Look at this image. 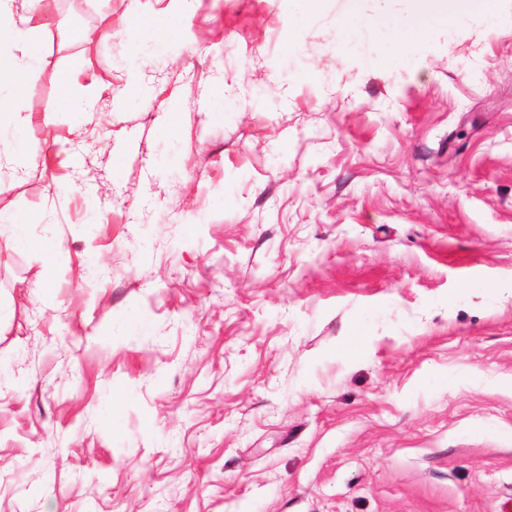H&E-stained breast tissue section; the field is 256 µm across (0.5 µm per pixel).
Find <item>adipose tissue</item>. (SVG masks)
Returning a JSON list of instances; mask_svg holds the SVG:
<instances>
[{
    "instance_id": "ef3b65f1",
    "label": "adipose tissue",
    "mask_w": 512,
    "mask_h": 512,
    "mask_svg": "<svg viewBox=\"0 0 512 512\" xmlns=\"http://www.w3.org/2000/svg\"><path fill=\"white\" fill-rule=\"evenodd\" d=\"M409 23L405 32H390L396 41L424 38L430 20L454 23L466 17L492 14L496 0H407ZM392 0H346L336 24V36L353 38L360 23L383 28ZM48 7V0H0V83L22 89L29 69L36 64L33 54L41 30L37 18Z\"/></svg>"
}]
</instances>
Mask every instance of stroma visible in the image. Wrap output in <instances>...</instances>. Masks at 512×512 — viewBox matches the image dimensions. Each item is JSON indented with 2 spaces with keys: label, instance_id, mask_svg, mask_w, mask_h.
<instances>
[{
  "label": "stroma",
  "instance_id": "stroma-1",
  "mask_svg": "<svg viewBox=\"0 0 512 512\" xmlns=\"http://www.w3.org/2000/svg\"><path fill=\"white\" fill-rule=\"evenodd\" d=\"M342 7L43 14L0 213L56 251L0 236V512L512 498V0L396 46Z\"/></svg>",
  "mask_w": 512,
  "mask_h": 512
}]
</instances>
